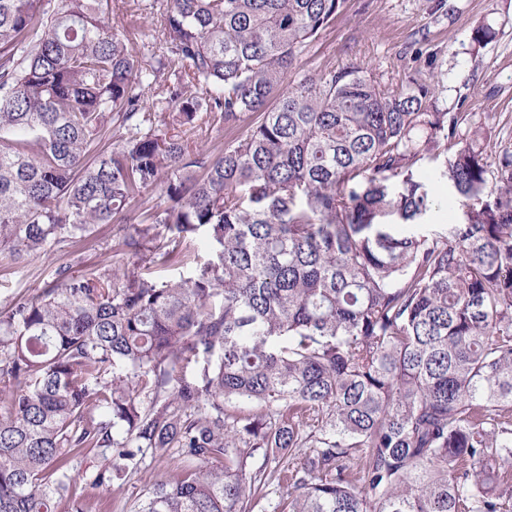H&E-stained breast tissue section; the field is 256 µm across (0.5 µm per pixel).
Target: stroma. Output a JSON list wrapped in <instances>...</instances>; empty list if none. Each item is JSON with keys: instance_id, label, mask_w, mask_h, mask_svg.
Returning <instances> with one entry per match:
<instances>
[{"instance_id": "obj_1", "label": "stroma", "mask_w": 512, "mask_h": 512, "mask_svg": "<svg viewBox=\"0 0 512 512\" xmlns=\"http://www.w3.org/2000/svg\"><path fill=\"white\" fill-rule=\"evenodd\" d=\"M169 5L170 0H127L125 10L113 14V24L126 29L128 48L139 62L160 54L155 32ZM488 17L497 39L475 48L474 30ZM352 65L387 82L404 74L438 81L450 111L489 116L493 139L512 143V0H347L298 60L296 71L303 76ZM417 175L439 205L409 230L431 238L447 235L458 220L457 212L440 206L450 193L448 185L432 163L420 165ZM117 232V225L101 224L89 238L0 268V308L47 287L58 267H69L75 277L111 269ZM172 467L170 458L148 457L129 478L105 488L95 485V462L88 458L77 466L74 488L98 512H136L149 488Z\"/></svg>"}]
</instances>
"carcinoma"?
Here are the masks:
<instances>
[{
    "label": "carcinoma",
    "instance_id": "1",
    "mask_svg": "<svg viewBox=\"0 0 512 512\" xmlns=\"http://www.w3.org/2000/svg\"><path fill=\"white\" fill-rule=\"evenodd\" d=\"M344 4L173 0L142 65L110 0H0V264L142 208L132 266L0 308V512H93L78 458L109 487L172 448L138 512H507L512 146L411 78L295 75ZM425 159L461 222L398 235Z\"/></svg>",
    "mask_w": 512,
    "mask_h": 512
}]
</instances>
